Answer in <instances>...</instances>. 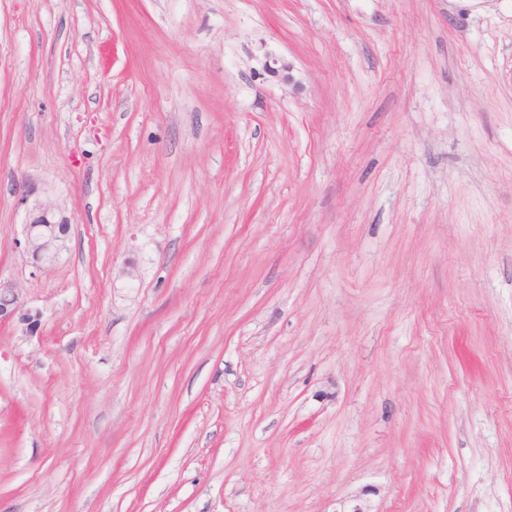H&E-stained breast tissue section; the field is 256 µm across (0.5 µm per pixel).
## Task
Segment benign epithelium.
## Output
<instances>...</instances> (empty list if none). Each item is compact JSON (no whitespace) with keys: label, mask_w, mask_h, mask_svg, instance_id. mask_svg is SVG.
<instances>
[{"label":"benign epithelium","mask_w":512,"mask_h":512,"mask_svg":"<svg viewBox=\"0 0 512 512\" xmlns=\"http://www.w3.org/2000/svg\"><path fill=\"white\" fill-rule=\"evenodd\" d=\"M68 224L69 220L64 212L55 204L36 203L32 209L31 219L25 225L26 254L37 263H53L65 248L64 227ZM22 307L19 289L12 284L0 283V323L10 322L19 314L29 332L38 331L41 324L40 312L29 309L22 314Z\"/></svg>","instance_id":"1"}]
</instances>
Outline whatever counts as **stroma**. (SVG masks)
<instances>
[{"label": "stroma", "instance_id": "1", "mask_svg": "<svg viewBox=\"0 0 512 512\" xmlns=\"http://www.w3.org/2000/svg\"><path fill=\"white\" fill-rule=\"evenodd\" d=\"M0 279V512H512V0H0ZM25 225V252L40 264H51L65 248L69 220L64 212L51 202H38ZM23 306L19 289L14 284L4 285L0 280V323L12 321Z\"/></svg>", "mask_w": 512, "mask_h": 512}]
</instances>
